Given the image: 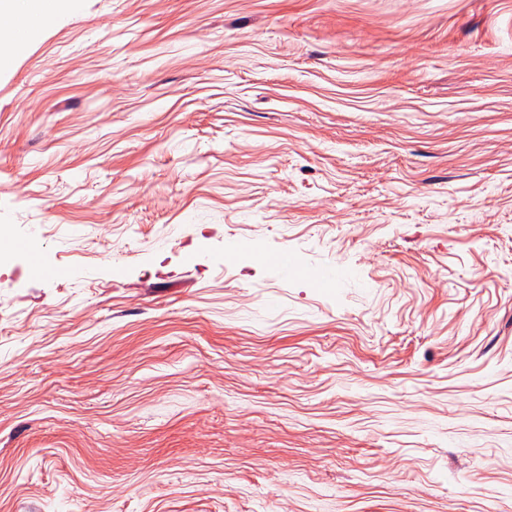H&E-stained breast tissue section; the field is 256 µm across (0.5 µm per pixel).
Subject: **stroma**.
Returning a JSON list of instances; mask_svg holds the SVG:
<instances>
[{
    "label": "stroma",
    "instance_id": "obj_1",
    "mask_svg": "<svg viewBox=\"0 0 512 512\" xmlns=\"http://www.w3.org/2000/svg\"><path fill=\"white\" fill-rule=\"evenodd\" d=\"M81 4L0 66V512H512V0Z\"/></svg>",
    "mask_w": 512,
    "mask_h": 512
}]
</instances>
